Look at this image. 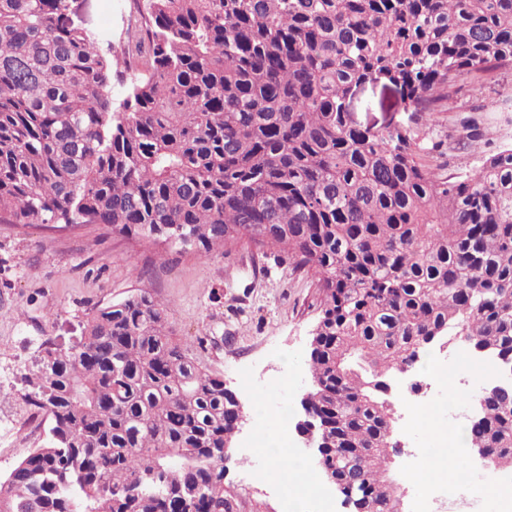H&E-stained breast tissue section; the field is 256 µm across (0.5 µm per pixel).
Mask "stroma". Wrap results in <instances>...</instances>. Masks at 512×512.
Here are the masks:
<instances>
[{
	"label": "stroma",
	"mask_w": 512,
	"mask_h": 512,
	"mask_svg": "<svg viewBox=\"0 0 512 512\" xmlns=\"http://www.w3.org/2000/svg\"><path fill=\"white\" fill-rule=\"evenodd\" d=\"M122 0H87V27L120 36L125 23ZM399 98L379 83H366L350 110L357 124L381 125ZM475 118L490 147L512 145V68L488 75L481 88L450 94L432 123L458 138L460 119ZM149 292L171 307L169 328L176 340L190 343L209 371L223 378L247 419L236 433L244 440L251 418L276 411L283 402L301 420V399L309 388L308 359L317 321L313 274L292 270L284 254L265 253L249 239L213 251L180 252L89 224L70 229L49 224L0 223V479L27 453L41 445L49 421L26 399L25 382L53 338L68 347L81 336L95 308ZM253 372L267 386L242 388L239 371ZM395 439L404 447L393 472L402 479L408 450L438 453L425 423L398 407ZM256 457L231 454L225 483L234 493L235 512H279L283 484L253 483ZM405 496L416 488L404 483Z\"/></svg>",
	"instance_id": "1"
}]
</instances>
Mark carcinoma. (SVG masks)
<instances>
[{
	"instance_id": "carcinoma-1",
	"label": "carcinoma",
	"mask_w": 512,
	"mask_h": 512,
	"mask_svg": "<svg viewBox=\"0 0 512 512\" xmlns=\"http://www.w3.org/2000/svg\"><path fill=\"white\" fill-rule=\"evenodd\" d=\"M73 0H0V223L99 224L182 251L242 236L318 275L306 402L375 512H393L382 382L466 336L512 365V146L443 175L432 130L448 90L512 66V0H145L123 38ZM122 56L127 67L115 66ZM139 66L113 109V80ZM387 77L402 116L353 124L347 94ZM148 292L47 339L27 378L50 418L0 480V512H168L197 488L228 512L233 396ZM470 447L512 471V389Z\"/></svg>"
}]
</instances>
